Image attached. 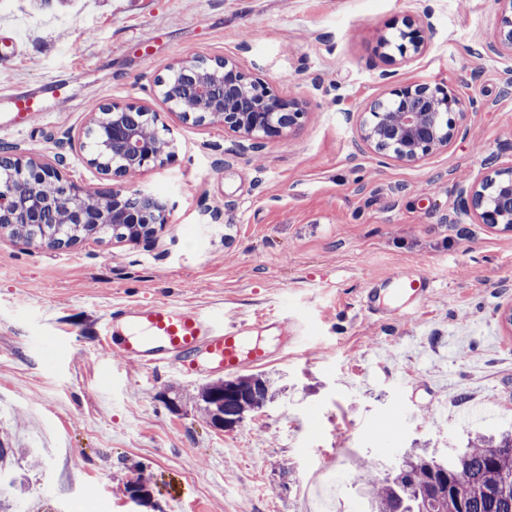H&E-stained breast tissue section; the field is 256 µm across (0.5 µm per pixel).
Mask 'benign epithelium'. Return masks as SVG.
Masks as SVG:
<instances>
[{
    "mask_svg": "<svg viewBox=\"0 0 512 512\" xmlns=\"http://www.w3.org/2000/svg\"><path fill=\"white\" fill-rule=\"evenodd\" d=\"M498 25L495 36L483 46L490 57L512 60V0H497ZM427 40L424 28L413 19L394 23L390 33L379 39L384 57L409 61L422 55ZM193 70L199 75L194 103L186 105L176 92L182 74ZM392 73L379 75L386 90L367 101L359 111V136L370 151L405 165H414L424 158L447 150L461 134L477 100L464 97L453 89L426 82L392 85ZM163 101L185 118L199 121L211 119L224 125V131L247 140H267L293 131L300 126L307 112V101L286 97L253 76L232 56L202 59H180L159 78ZM108 121L90 120L85 135L98 142L100 154L108 155L102 162L96 156L89 162L112 180V187L102 190L104 207L88 220L79 223L127 224L128 237L138 239L158 231L168 223L167 201L133 191L126 186L128 174L156 161L169 147L147 141L141 122H157L152 110L136 102L111 103L101 107ZM16 166L19 175L31 173L44 181L68 184L66 208L73 210L82 202L81 191L67 183L58 166L21 157L1 159L0 166ZM461 208L474 223L485 224L502 232H512V165L494 168L479 183L460 187ZM33 206L29 194L14 180L0 179V216L24 213Z\"/></svg>",
    "mask_w": 512,
    "mask_h": 512,
    "instance_id": "7a95c632",
    "label": "benign epithelium"
}]
</instances>
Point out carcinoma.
<instances>
[{
    "mask_svg": "<svg viewBox=\"0 0 512 512\" xmlns=\"http://www.w3.org/2000/svg\"><path fill=\"white\" fill-rule=\"evenodd\" d=\"M31 192L50 202L59 197L56 184L38 183ZM53 218L69 223L66 232L82 237L93 229L71 223L67 211L57 209ZM226 389L239 397H218ZM275 397L272 382L262 373L217 380L200 388L197 400L209 422L218 427L224 422L244 419L259 409L262 402ZM32 453L29 448L11 447L10 435L0 434V474L10 471L12 458ZM370 512H512V435L498 442L477 439L475 446L439 460L427 454H408L383 480L367 481Z\"/></svg>",
    "mask_w": 512,
    "mask_h": 512,
    "instance_id": "1",
    "label": "carcinoma"
}]
</instances>
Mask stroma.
Instances as JSON below:
<instances>
[{
	"instance_id": "stroma-1",
	"label": "stroma",
	"mask_w": 512,
	"mask_h": 512,
	"mask_svg": "<svg viewBox=\"0 0 512 512\" xmlns=\"http://www.w3.org/2000/svg\"><path fill=\"white\" fill-rule=\"evenodd\" d=\"M407 17L425 54L383 59L380 35ZM497 19L494 0H11L0 52H20L0 69V106L28 89L46 114L0 132V149L110 187L84 132L91 107L127 102L148 105L175 144L128 179L168 199L158 235L48 248L0 232V429L39 451L15 464L16 512H317L308 480L337 455L358 462L342 487L358 499L360 464L380 478L413 449L443 455L512 429V234L445 221L461 183L512 162L506 64L480 53ZM190 52L237 57L309 98L301 127L254 146L169 111L157 80ZM384 70L473 96L466 134L412 166L363 151L346 113L382 92ZM51 79L66 100L44 93ZM400 269L434 292L409 315L370 316L365 289ZM154 300L284 314L311 341L260 333L280 393L221 430L194 401L201 381L102 344L113 305Z\"/></svg>"
}]
</instances>
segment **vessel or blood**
Instances as JSON below:
<instances>
[{
  "label": "vessel or blood",
  "instance_id": "obj_1",
  "mask_svg": "<svg viewBox=\"0 0 512 512\" xmlns=\"http://www.w3.org/2000/svg\"><path fill=\"white\" fill-rule=\"evenodd\" d=\"M41 110L37 97L16 92L11 111L0 113V129H25L32 114ZM432 286L422 275L395 274L386 279L384 287L367 289L362 304L373 315L389 308L405 315L411 305L427 297ZM110 321L126 327L125 333L114 339L123 358L147 368L174 361L179 374L193 380L265 365L271 354L253 340L251 333L280 324L275 317L252 323L229 320L216 312L169 300L115 307Z\"/></svg>",
  "mask_w": 512,
  "mask_h": 512
}]
</instances>
